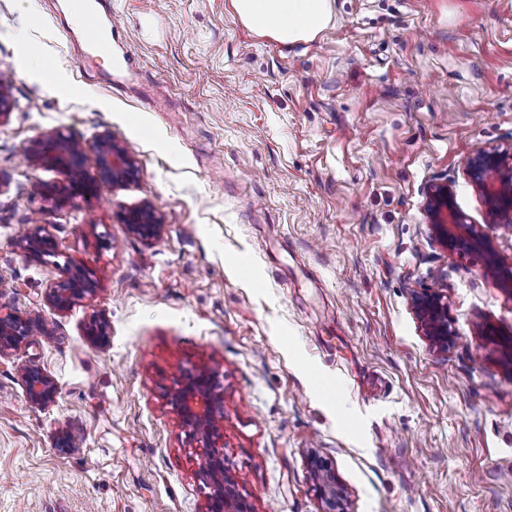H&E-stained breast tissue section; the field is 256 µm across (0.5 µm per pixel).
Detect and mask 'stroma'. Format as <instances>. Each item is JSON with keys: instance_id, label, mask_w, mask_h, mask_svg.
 <instances>
[{"instance_id": "35a3bbf8", "label": "stroma", "mask_w": 512, "mask_h": 512, "mask_svg": "<svg viewBox=\"0 0 512 512\" xmlns=\"http://www.w3.org/2000/svg\"><path fill=\"white\" fill-rule=\"evenodd\" d=\"M135 67L83 68L67 0H0V314L50 332L0 355V512H207L203 450L171 403L206 370L224 395L225 465L253 512H321L310 455L347 512H512V294L474 250L433 240L425 189L460 210L512 268L465 158L512 148V0H333L331 25L284 46L231 0H111ZM72 87L45 86L25 58ZM139 165L91 202L41 211L25 152L102 131ZM150 204L162 239L121 215ZM55 253L26 259L35 213ZM247 264L235 269L231 258ZM96 293L46 294L68 264ZM442 291L454 336L435 348L411 306ZM109 323L91 340L93 319ZM57 396L27 399L22 370ZM71 435V447L57 443ZM22 377L26 385L27 397L33 405L46 407L54 402L57 385L51 377L32 367L24 368Z\"/></svg>"}]
</instances>
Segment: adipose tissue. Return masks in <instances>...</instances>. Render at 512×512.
<instances>
[{
    "mask_svg": "<svg viewBox=\"0 0 512 512\" xmlns=\"http://www.w3.org/2000/svg\"><path fill=\"white\" fill-rule=\"evenodd\" d=\"M232 5L250 30L284 45L313 40L333 17L332 0H232Z\"/></svg>",
    "mask_w": 512,
    "mask_h": 512,
    "instance_id": "adipose-tissue-1",
    "label": "adipose tissue"
}]
</instances>
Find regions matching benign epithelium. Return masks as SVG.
<instances>
[{
    "label": "benign epithelium",
    "mask_w": 512,
    "mask_h": 512,
    "mask_svg": "<svg viewBox=\"0 0 512 512\" xmlns=\"http://www.w3.org/2000/svg\"><path fill=\"white\" fill-rule=\"evenodd\" d=\"M96 155V176L89 177L78 161L85 147L57 132L39 141L29 150V160L36 168L59 170L66 175L63 183L41 182L38 195L42 200L62 207L81 198L87 202L96 196L100 183L113 186L133 181L139 171L135 158L117 144L112 132L99 133L90 146ZM465 172L482 196L492 223L512 231V163L507 154L497 147L482 148L469 156ZM425 212L434 237L450 248L479 250L486 254L487 270L495 284L512 292V270L499 266L488 234L476 229L457 208L448 182H436L426 190ZM129 231L146 241L162 237L165 224L148 204H143L122 215ZM25 257L41 260L53 253V242L45 226L34 222L20 241ZM97 281L93 273L82 266L66 269L64 278L49 288L48 304L67 310L75 303L93 294ZM413 308L432 344L448 348L453 331L448 321L447 298L440 292L416 294ZM48 333L45 321L39 316L18 314L0 315V354L16 349L30 336ZM29 401L46 407L54 402L57 385L41 370L26 367L23 370ZM190 438L204 448L206 465L203 473L212 488L208 512H252L250 506L235 489L225 466L224 449L217 446L222 438L224 398L215 392L213 379L205 372L188 378L172 396ZM316 490L323 504L321 512H347L344 489L327 462L317 456L310 458Z\"/></svg>",
    "instance_id": "benign-epithelium-1"
}]
</instances>
